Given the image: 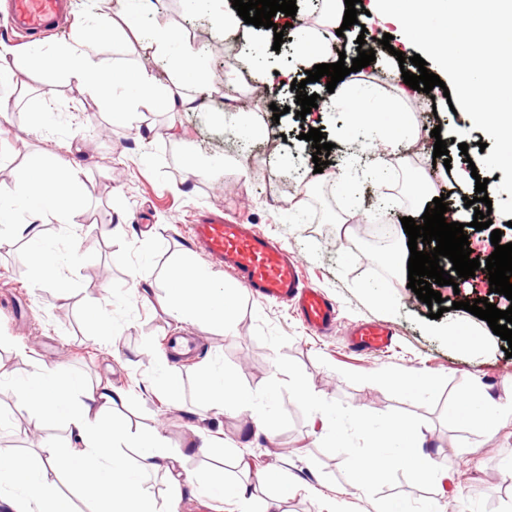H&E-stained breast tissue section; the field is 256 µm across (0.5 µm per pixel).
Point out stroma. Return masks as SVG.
<instances>
[{"mask_svg": "<svg viewBox=\"0 0 512 512\" xmlns=\"http://www.w3.org/2000/svg\"><path fill=\"white\" fill-rule=\"evenodd\" d=\"M392 35L391 49L378 47ZM375 46L370 73L361 74L373 99L395 97L394 85L377 81L374 71H397L399 57L417 54L403 32L390 24L353 25L341 37L347 58L357 56V38ZM0 39L15 49L0 58L1 69H20L21 86L0 89L9 103L7 120H0V193L14 195L22 174L34 167L63 170L80 165L83 188L69 219L51 217L37 223L40 237L57 258L62 274L55 280L37 274L22 240L0 244V456H36L41 444L69 443L64 422H41L30 414L11 390L42 367H56L85 384L108 383L123 395L121 418L146 432L162 427L172 452L182 453L191 430L201 431L226 459L230 483L254 487L248 510L231 501L182 483L183 512H260L267 496L276 493L265 476L280 473L288 484L283 512H325L335 500L340 512H380L407 506L426 512L430 502H446L450 512H512V419L498 432L486 433L480 423L464 417L462 400L475 388L493 401L504 402L512 389V357L504 340L487 321L453 308L454 294L444 293L445 311L436 320L408 286L407 271H394L367 251L350 246L338 233V219L366 210L365 186L352 184L348 201H341L339 185L331 184L333 163L358 130L346 127L344 113L327 115L322 131L333 148L329 165L315 172L308 160H296L300 133L315 121L277 123L272 107L288 104L286 92L305 70L337 62L336 52L303 55L299 27L286 28L281 47L270 35L241 23L229 33L199 30L192 40L202 47L206 84L190 87V77L159 60L156 71L163 88L189 86L193 109L151 113L152 132L141 135L136 126L102 111L97 102L63 73L32 63L28 45L19 43L5 18ZM229 89L232 111H225L216 93ZM413 128L422 139L400 141V148L418 147L404 168L377 185V195L395 194L391 205L379 208L381 223L394 227L402 257H409L408 237L400 223L418 217L435 197L446 196L451 213L468 215L465 197L475 179L460 180L466 160H480V146L489 137L472 129L464 112L430 110V100L418 96L404 104ZM55 116L42 126L40 113ZM439 130L450 164L433 161L426 134ZM467 151H460V143ZM206 160L203 174L188 172L185 155ZM432 170L429 189L419 200L410 196L412 172ZM221 212L256 228L301 261L311 287L337 304L335 328L311 333L290 305L258 299L240 288L238 279L224 274L225 284L237 287L233 331L206 319H189L170 327L163 310L168 275L180 262L208 265L195 249L190 224L205 214ZM112 227V238L100 240L98 227ZM99 308L112 321L117 335L99 336L86 317ZM265 319L291 341L283 355L304 370L312 391L363 411L384 413L400 409L424 418L422 431L431 437V456L442 458L459 485L417 481L395 466L366 478L355 489L342 473L343 459L324 453L320 442L328 431L320 414L303 416L292 400L284 406L293 424L282 431L266 429L252 409L215 413L193 403L188 392L178 398L153 390L158 356H166L181 381L215 356H223L246 386L258 389L276 377V353L257 341L258 319ZM374 320L394 332L393 346L381 353L355 354L346 334L357 322ZM462 323L480 344L463 348L434 333V325ZM179 334L196 339L190 357L168 351L166 340ZM430 375L424 387L401 384L404 374Z\"/></svg>", "mask_w": 512, "mask_h": 512, "instance_id": "35a3bbf8", "label": "stroma"}]
</instances>
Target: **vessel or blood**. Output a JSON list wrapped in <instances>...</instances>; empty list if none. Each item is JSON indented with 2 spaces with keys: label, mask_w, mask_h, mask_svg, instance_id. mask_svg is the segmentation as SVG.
I'll use <instances>...</instances> for the list:
<instances>
[{
  "label": "vessel or blood",
  "mask_w": 512,
  "mask_h": 512,
  "mask_svg": "<svg viewBox=\"0 0 512 512\" xmlns=\"http://www.w3.org/2000/svg\"><path fill=\"white\" fill-rule=\"evenodd\" d=\"M5 7L13 30L26 41L68 25L69 0H5ZM190 238L215 264L239 277L253 296L294 305L310 331L325 333L335 327V300L311 288L296 258L254 225L214 213L191 225ZM392 343V332L376 321L359 323L348 337V347L355 352H383Z\"/></svg>",
  "instance_id": "vessel-or-blood-1"
}]
</instances>
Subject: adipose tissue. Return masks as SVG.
<instances>
[{
    "mask_svg": "<svg viewBox=\"0 0 512 512\" xmlns=\"http://www.w3.org/2000/svg\"><path fill=\"white\" fill-rule=\"evenodd\" d=\"M138 5L153 15L155 26L149 36L132 28L133 49H151L159 54L177 49L178 66L200 74L201 49L183 44L163 18L158 0H138ZM113 31V22L82 29L72 44L40 54L39 60L75 81L87 95L98 100L103 111L129 122L137 121L142 108L148 105L159 104L173 111L192 104V97L184 94L157 97L156 76L145 66L128 82L127 93L113 95L115 73L100 56L102 43L111 38ZM402 102L398 96L378 108L367 109L358 106L351 85H341L336 91L335 109L346 112L351 125L365 130L361 149L374 154L376 166L382 169H393L397 162L398 145L389 140L387 132L391 128L389 115L400 111ZM81 174L77 167L62 173L46 170L20 181L17 192L33 200L50 201L53 210L63 215L78 192ZM171 295L167 314L173 320L199 315L227 329L235 323L234 289L225 287L221 278L204 268L191 263L176 267L171 276ZM13 391L37 417L65 421L71 437L69 447L47 444L35 458L16 455L0 459V500L7 502L13 512H71L68 500L47 478L48 473L59 471L68 472L79 481L83 494L98 503V512H156L153 501L142 494L141 485L145 476L158 471L167 473L176 488L186 480L237 503L252 498L246 485L224 483L210 471L182 476V460L168 453L162 430L141 434L111 419L120 400L111 384L89 388L77 377L48 367L35 377L17 382ZM384 435L404 445L405 454L395 462L415 478L434 475L447 480V468L423 454L424 437L415 428L396 421ZM395 462L366 456L358 462L357 470L361 475H371Z\"/></svg>",
    "mask_w": 512,
    "mask_h": 512,
    "instance_id": "1",
    "label": "adipose tissue"
}]
</instances>
